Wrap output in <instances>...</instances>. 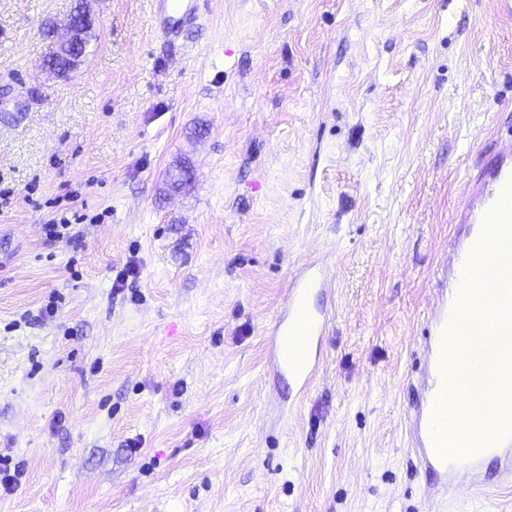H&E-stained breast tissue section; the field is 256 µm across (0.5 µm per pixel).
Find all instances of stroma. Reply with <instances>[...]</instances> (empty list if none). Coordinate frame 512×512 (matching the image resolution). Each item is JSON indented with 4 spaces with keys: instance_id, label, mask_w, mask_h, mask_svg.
<instances>
[{
    "instance_id": "1",
    "label": "stroma",
    "mask_w": 512,
    "mask_h": 512,
    "mask_svg": "<svg viewBox=\"0 0 512 512\" xmlns=\"http://www.w3.org/2000/svg\"><path fill=\"white\" fill-rule=\"evenodd\" d=\"M77 2L0 0V512H512L495 460L443 497L406 435L452 217L512 143L498 0H201L173 41L86 0L61 78ZM311 262L300 397L269 330ZM94 20L88 21L86 18L82 23L78 24L75 31V36L77 39V44L82 49V56L78 59L70 60L66 57L59 56V51L55 52L46 60V65L49 67H54L57 69L58 76L68 77V75L73 72L83 61L86 54L87 46L90 43V40L95 37L94 34ZM83 57V58H82ZM82 58V60H81Z\"/></svg>"
}]
</instances>
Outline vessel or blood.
<instances>
[{
	"label": "vessel or blood",
	"mask_w": 512,
	"mask_h": 512,
	"mask_svg": "<svg viewBox=\"0 0 512 512\" xmlns=\"http://www.w3.org/2000/svg\"><path fill=\"white\" fill-rule=\"evenodd\" d=\"M161 32L175 36L198 18L200 0H151ZM465 234L453 250L435 302L428 312L423 330L422 379L409 438L420 455L427 473L444 483L460 477L479 479L487 456L512 473V408L501 411L498 420L463 454L448 452V442L439 427V407L455 387L453 364L448 358V343L459 321L468 313L465 299L479 263L499 271L504 290L512 289V242H504L495 251L486 244L496 224L512 223V147L477 179L467 206L455 218ZM326 280L316 264H308L292 281L288 303L278 314L272 329L268 358L271 367L288 373L301 391H308L322 359V342L328 318L311 307L308 297L324 289Z\"/></svg>",
	"instance_id": "vessel-or-blood-1"
}]
</instances>
